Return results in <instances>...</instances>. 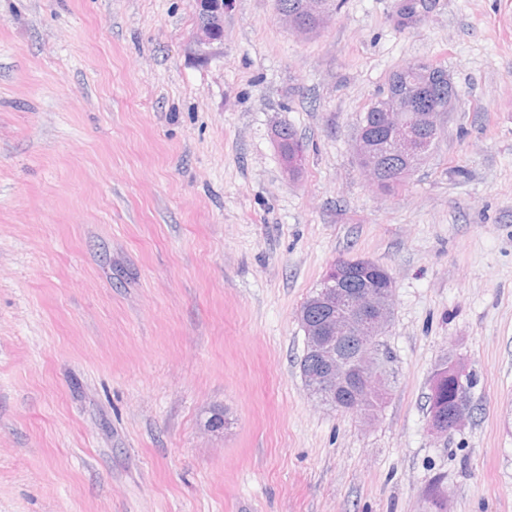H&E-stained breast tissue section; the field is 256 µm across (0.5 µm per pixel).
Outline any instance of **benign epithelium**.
<instances>
[{"label":"benign epithelium","mask_w":512,"mask_h":512,"mask_svg":"<svg viewBox=\"0 0 512 512\" xmlns=\"http://www.w3.org/2000/svg\"><path fill=\"white\" fill-rule=\"evenodd\" d=\"M437 0H397L395 23L401 27L413 25L429 14ZM286 26L300 31L309 25L324 24L329 15L322 12L319 0H302L297 13L279 14ZM421 85L435 82L448 86L445 100L405 95L392 100L381 95L372 105L371 122L378 131L374 136L369 127L360 129L355 137L354 150L362 169L374 184L383 185L382 156L377 139L402 161L400 176L406 177L417 167L419 147L417 134L431 135L444 128L455 106V89L445 71L424 64L417 68ZM380 265L368 259H347L333 264L326 271L320 288L312 301L302 306L298 321L305 333L306 357L317 367L304 371L310 391L326 404H336L339 396L350 391L359 403L385 397L384 357L380 338L392 320L395 283L384 272L385 285L376 290L362 283V274ZM467 407L460 396L451 409L442 406L429 413L434 431L446 434L460 424Z\"/></svg>","instance_id":"benign-epithelium-1"}]
</instances>
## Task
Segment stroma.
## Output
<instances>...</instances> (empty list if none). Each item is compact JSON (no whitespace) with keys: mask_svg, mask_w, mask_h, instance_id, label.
Returning a JSON list of instances; mask_svg holds the SVG:
<instances>
[{"mask_svg":"<svg viewBox=\"0 0 512 512\" xmlns=\"http://www.w3.org/2000/svg\"><path fill=\"white\" fill-rule=\"evenodd\" d=\"M0 0V512H512V0ZM415 61L460 95L383 190L354 139ZM302 162L289 172L277 133ZM394 279L388 394L321 405L297 314L336 260ZM474 377L448 435L427 397ZM222 413L224 425L210 428ZM302 0H275L276 11H288L279 14V18L286 26L300 31L308 29L309 24L322 25L330 15L325 14L320 9L319 0H303L301 10L299 9ZM320 26H310L307 31L313 32ZM421 0H398L395 10V23L401 27L413 25L419 18L429 14L436 6V0L418 2Z\"/></svg>","mask_w":512,"mask_h":512,"instance_id":"stroma-1","label":"stroma"}]
</instances>
